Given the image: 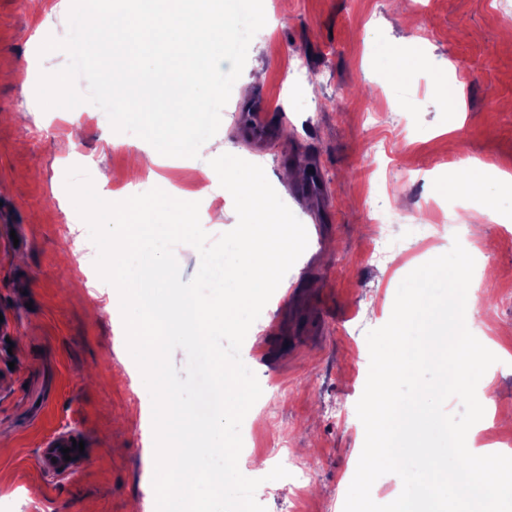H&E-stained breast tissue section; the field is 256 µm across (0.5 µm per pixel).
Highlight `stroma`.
<instances>
[{
	"mask_svg": "<svg viewBox=\"0 0 512 512\" xmlns=\"http://www.w3.org/2000/svg\"><path fill=\"white\" fill-rule=\"evenodd\" d=\"M59 0H0V512H130L132 502L155 512L153 430L140 424L152 400L135 372L115 293L94 266L76 265L65 224L83 221L66 190L79 166L95 189L127 199L129 162L141 138L114 131L106 113L84 103L42 109L41 72L62 69L65 52L40 54L46 38L64 39ZM273 20L256 33L244 71L262 83L246 98L230 97L217 134L195 158L155 167L147 184L180 188L184 201H205L224 221L211 237L237 224L232 196L203 172L222 147L261 165L281 198L304 224L308 247L285 275L270 307L255 321L241 359L260 386L277 388L272 408L253 406L245 424L256 475L255 497L266 512H289L288 479L268 473L290 456L311 470L304 512H343L365 440L355 408L369 371V330L389 320L401 281L447 252L466 233L474 208L494 222L473 250L488 254L492 283L476 280V337L498 358L477 389L495 422L512 438V0H264ZM428 55L448 62V81L462 84L459 110L435 93L438 73L419 66L414 82L396 60ZM271 115L272 131L248 130L255 99ZM376 111L374 124L363 114ZM486 166L479 193L450 189L456 151ZM318 175L315 190L297 194L284 170ZM372 196L393 199L387 222L406 244L383 261L367 257L375 233L365 211ZM348 416H340L339 408ZM79 434L84 452L70 477L44 472L39 457L52 431Z\"/></svg>",
	"mask_w": 512,
	"mask_h": 512,
	"instance_id": "1",
	"label": "stroma"
}]
</instances>
